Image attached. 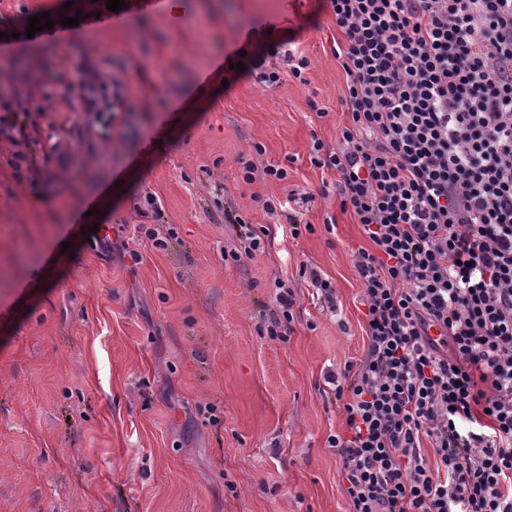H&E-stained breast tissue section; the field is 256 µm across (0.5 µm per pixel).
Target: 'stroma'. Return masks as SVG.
Returning <instances> with one entry per match:
<instances>
[{
    "label": "stroma",
    "mask_w": 512,
    "mask_h": 512,
    "mask_svg": "<svg viewBox=\"0 0 512 512\" xmlns=\"http://www.w3.org/2000/svg\"><path fill=\"white\" fill-rule=\"evenodd\" d=\"M67 3L88 21L24 37ZM3 28L21 36L0 44V114L23 132L0 140V512H348L327 442L344 418L323 375L363 354V230L317 197L299 239L224 258L239 243L225 208L271 225L263 199L322 186L311 138L335 143L344 121L323 0H130L117 14L0 0ZM292 37L307 83L257 84L256 64ZM257 144L287 180L243 183L237 160ZM149 194L155 219L138 212ZM96 224L141 262L88 242ZM159 224L162 248L146 237ZM304 262L342 317L299 280ZM277 276L297 283L296 319L272 341ZM299 277L309 283L315 290L317 299L323 302L331 313L337 310L336 289L331 281L325 279L318 268L310 263H302L299 267Z\"/></svg>",
    "instance_id": "35a3bbf8"
}]
</instances>
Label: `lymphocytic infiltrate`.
Returning a JSON list of instances; mask_svg holds the SVG:
<instances>
[{"label":"lymphocytic infiltrate","mask_w":512,"mask_h":512,"mask_svg":"<svg viewBox=\"0 0 512 512\" xmlns=\"http://www.w3.org/2000/svg\"><path fill=\"white\" fill-rule=\"evenodd\" d=\"M345 75L332 190L264 200L292 237L336 195L366 345L328 373L349 512H512V0H327ZM270 338L296 287L274 279Z\"/></svg>","instance_id":"1"}]
</instances>
